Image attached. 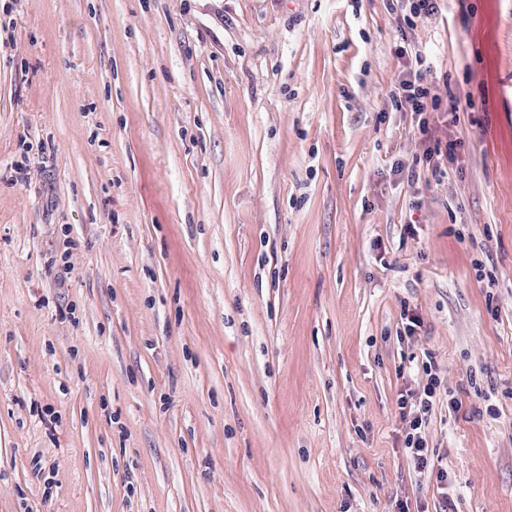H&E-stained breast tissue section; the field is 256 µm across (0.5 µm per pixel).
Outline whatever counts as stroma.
<instances>
[{
    "label": "stroma",
    "instance_id": "stroma-1",
    "mask_svg": "<svg viewBox=\"0 0 512 512\" xmlns=\"http://www.w3.org/2000/svg\"><path fill=\"white\" fill-rule=\"evenodd\" d=\"M399 42L388 0H0V512H440L428 352L454 512H512V0L412 36L475 104L439 181L391 170ZM421 368L426 375L425 382L417 386L405 387L397 398L399 415L406 421L403 448L409 452L414 462V467L420 474L425 473L429 466L430 454L426 440L425 429L429 423V417L441 397L448 395V410L457 412L461 404L450 397L448 387H441L442 380L439 377L436 363L430 353L425 354V360L421 362Z\"/></svg>",
    "mask_w": 512,
    "mask_h": 512
}]
</instances>
